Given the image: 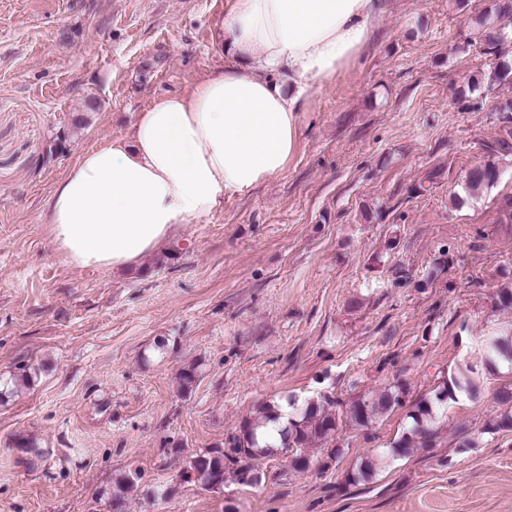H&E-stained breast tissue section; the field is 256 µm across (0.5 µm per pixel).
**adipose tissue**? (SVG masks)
Returning <instances> with one entry per match:
<instances>
[{
  "label": "adipose tissue",
  "instance_id": "1",
  "mask_svg": "<svg viewBox=\"0 0 512 512\" xmlns=\"http://www.w3.org/2000/svg\"><path fill=\"white\" fill-rule=\"evenodd\" d=\"M385 0H229V60L185 95L139 112L131 138L81 153L48 201L49 230L76 267L124 268L174 225L281 174L306 104L363 53Z\"/></svg>",
  "mask_w": 512,
  "mask_h": 512
}]
</instances>
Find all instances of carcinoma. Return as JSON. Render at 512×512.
Returning <instances> with one entry per match:
<instances>
[{"label":"carcinoma","instance_id":"carcinoma-1","mask_svg":"<svg viewBox=\"0 0 512 512\" xmlns=\"http://www.w3.org/2000/svg\"><path fill=\"white\" fill-rule=\"evenodd\" d=\"M497 20L512 24V0H490V6L475 20L486 54H495L503 42L500 32L491 29V24ZM489 151L494 155L512 153V129H504V134L495 139L489 146ZM497 177V166L487 162L468 173L466 184L468 188L477 190L493 183ZM484 342V360L489 369L497 370L501 365L512 366V327L484 339ZM471 373L473 370L470 368L462 370L452 376V380L442 382L431 393L415 401L408 413L411 423L401 437L392 442L382 456L360 462L357 468L347 474L346 482L355 485L372 479L380 465L384 464V460L403 456L416 446L437 447L439 432L436 423L448 402L456 400L458 392L469 396L477 392ZM197 381L196 367L192 365L184 368L179 374L181 393H191ZM407 395L405 385L396 384L376 398H357L349 404L346 417L352 424L367 428L377 416L395 407L404 406ZM340 405L342 402L333 395H324L317 400L303 403L289 397L288 424L274 434L266 431V425L270 421V414L275 412V406L263 405L252 416L243 419L224 442L190 457L182 472L183 480L208 492L223 489L224 483L229 480L253 487L261 482L256 461L284 452L292 454L293 469L306 471L313 464L324 474L336 466V460L341 454L340 448L334 447L326 451L315 462L308 456V449L336 439L340 420L336 407ZM503 431H512V409L485 425V432L489 434L495 435ZM139 481L140 474L134 471L115 482L110 498L112 512H123V501L127 493L136 489Z\"/></svg>","mask_w":512,"mask_h":512}]
</instances>
